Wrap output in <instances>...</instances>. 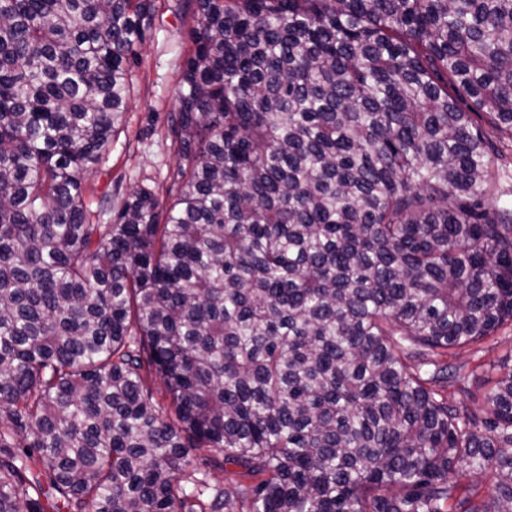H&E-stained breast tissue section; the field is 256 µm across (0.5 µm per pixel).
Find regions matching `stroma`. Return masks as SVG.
<instances>
[{
    "label": "stroma",
    "instance_id": "obj_1",
    "mask_svg": "<svg viewBox=\"0 0 512 512\" xmlns=\"http://www.w3.org/2000/svg\"><path fill=\"white\" fill-rule=\"evenodd\" d=\"M192 24L181 12V0H156L140 47L141 62L132 68V96L121 133L89 178L97 193L111 194L113 205H120L122 198L140 187L151 189L162 205H171L175 199L169 175L177 157L167 125L176 109L180 67ZM459 359L474 367L469 389L481 395L499 369L512 366V327L499 331L478 354L464 352Z\"/></svg>",
    "mask_w": 512,
    "mask_h": 512
}]
</instances>
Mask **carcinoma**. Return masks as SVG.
<instances>
[{
	"label": "carcinoma",
	"instance_id": "1",
	"mask_svg": "<svg viewBox=\"0 0 512 512\" xmlns=\"http://www.w3.org/2000/svg\"><path fill=\"white\" fill-rule=\"evenodd\" d=\"M184 9L175 201L101 224L155 0H0V512H512V367L455 361L512 326V0ZM475 120L482 124L483 129L489 136V138L494 142V144L499 148V150L506 155V159L509 162L508 168H505V173L503 176L504 185L512 188V138L506 133H502L493 129L492 127L485 124L483 121H480L479 116L473 115ZM194 455H200L205 454L211 456L213 459L218 461V463L221 465L222 468H214L211 470V474L209 475V480L212 485L220 484L222 487H224V484L228 486V483H230L231 479L234 478L233 471L235 470V467L232 465H224V459L222 453H217L215 451H211L208 448H202L200 450H197L193 453Z\"/></svg>",
	"mask_w": 512,
	"mask_h": 512
}]
</instances>
